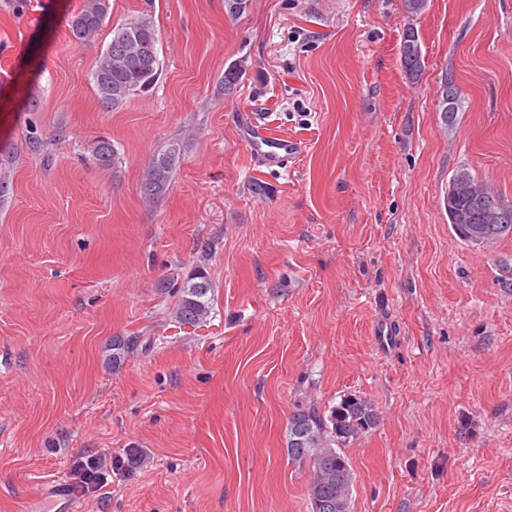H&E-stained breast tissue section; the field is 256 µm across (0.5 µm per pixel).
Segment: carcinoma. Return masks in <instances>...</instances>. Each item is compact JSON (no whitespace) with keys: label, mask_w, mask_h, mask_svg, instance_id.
<instances>
[{"label":"carcinoma","mask_w":512,"mask_h":512,"mask_svg":"<svg viewBox=\"0 0 512 512\" xmlns=\"http://www.w3.org/2000/svg\"><path fill=\"white\" fill-rule=\"evenodd\" d=\"M111 9L110 0H83L81 9L71 20L69 32L80 44L89 43L102 29ZM158 37L152 16L143 14L112 28L109 46L96 58L92 81L101 105L106 109L122 106L130 96L149 91L160 76ZM401 63L412 78L422 69V50L417 30L405 29L401 44ZM242 76L232 65L224 70V95L230 96ZM444 83L451 85L452 98L439 99V108L448 124L454 123L459 111L460 95L453 72ZM96 163L110 168L116 163V150L107 140L92 146ZM180 144L173 141L155 155L143 170L141 197L146 202L160 199L174 176ZM448 224L465 243L477 230L480 243L488 246L512 238V204L466 167L458 168L448 180ZM199 264L182 280L179 300L173 317L182 325L198 326L211 314L212 284L204 265L211 254V245L197 244ZM498 285L512 291V261L498 263ZM378 412L366 398L356 394L341 397L324 416L314 407L299 408L288 419L286 448L288 458L310 470L308 498L311 512H350L353 472L344 448L377 426Z\"/></svg>","instance_id":"obj_1"}]
</instances>
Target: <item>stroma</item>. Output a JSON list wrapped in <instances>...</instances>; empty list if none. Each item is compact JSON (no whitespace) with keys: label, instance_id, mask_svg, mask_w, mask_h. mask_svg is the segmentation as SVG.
Returning <instances> with one entry per match:
<instances>
[{"label":"stroma","instance_id":"1","mask_svg":"<svg viewBox=\"0 0 512 512\" xmlns=\"http://www.w3.org/2000/svg\"><path fill=\"white\" fill-rule=\"evenodd\" d=\"M81 6L0 0V512L104 453L139 462L82 512H311L288 418L349 393L380 417L345 450L351 512H512V292L496 280L512 239L466 245L445 208L461 165L512 203V0L411 18L402 0H250L236 18L224 0H111L87 46L69 33ZM144 12L160 79L106 110L96 57ZM250 118L302 143L287 169L251 158ZM172 141L173 180L144 203ZM205 240L213 307L184 326L177 286ZM117 337L134 347L116 368ZM401 63L405 72L412 78L419 75L422 69V50L417 30L413 27L405 29L401 44ZM448 84H451V95L452 98L448 102V100H444L443 97L439 99V108L441 111H443L445 108L448 110V112H443V117L445 119V122L448 124H453L456 119V114L459 111V105H460V95L459 90L455 81V77L453 72L449 71L448 75L446 74L444 78V82L442 86L440 87L441 91L444 90V86ZM179 154L180 144L172 141L145 167L140 182V193L145 202L157 201L166 193L173 179Z\"/></svg>","mask_w":512,"mask_h":512}]
</instances>
